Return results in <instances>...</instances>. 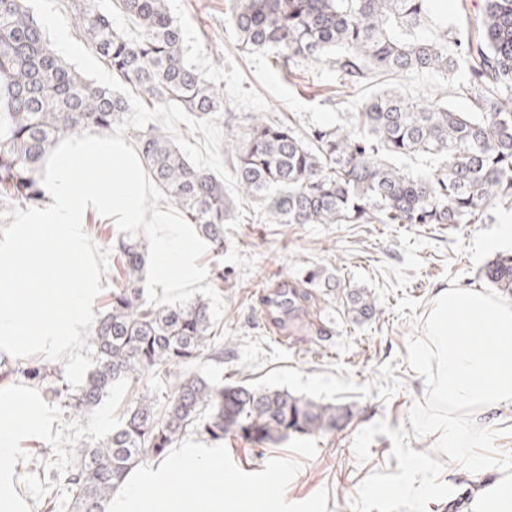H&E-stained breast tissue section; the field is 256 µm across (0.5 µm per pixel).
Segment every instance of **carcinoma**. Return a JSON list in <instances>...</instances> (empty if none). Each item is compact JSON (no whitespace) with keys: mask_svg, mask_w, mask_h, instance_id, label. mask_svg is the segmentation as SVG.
Masks as SVG:
<instances>
[{"mask_svg":"<svg viewBox=\"0 0 512 512\" xmlns=\"http://www.w3.org/2000/svg\"><path fill=\"white\" fill-rule=\"evenodd\" d=\"M77 27L111 68L150 107L180 104L199 118L224 114V92L186 59L181 26L166 0H116L138 28L128 37L97 0H73ZM460 10L469 19L461 37L433 20L430 0H230L227 23L241 49L270 55L287 74L331 56L340 94L350 100L378 77L409 73L452 75L470 102L467 112L448 101L421 99L395 86L353 103L349 128H296L290 120L248 112L226 124L224 153L241 191L261 221L275 224H484L498 208L512 210V0H480ZM129 100L80 74L51 47L25 0H0V192L35 206L43 194L34 172L63 136L101 133L123 122ZM145 171L205 239L224 253V224L234 218L224 185L198 171L157 127L131 131ZM425 155L434 167L413 176L389 163ZM122 274L88 337L93 366L72 387L54 364L23 370L46 384L74 421L97 408L119 382L133 387L149 374L224 363L210 301L160 307L147 302L139 276L142 242L118 244ZM483 277L512 295V254L489 262ZM313 271L278 311L293 325L313 308ZM344 310L362 322L376 313L371 295L344 292ZM352 411L286 390L224 385L188 374L160 400L141 394L104 439L78 450L74 463L47 464L44 502L59 490L71 512H106L113 495L140 465L162 459L188 433L212 440L235 435L279 443L336 427Z\"/></svg>","mask_w":512,"mask_h":512,"instance_id":"obj_1","label":"carcinoma"}]
</instances>
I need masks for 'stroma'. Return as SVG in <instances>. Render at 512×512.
I'll return each instance as SVG.
<instances>
[{"label": "stroma", "mask_w": 512, "mask_h": 512, "mask_svg": "<svg viewBox=\"0 0 512 512\" xmlns=\"http://www.w3.org/2000/svg\"><path fill=\"white\" fill-rule=\"evenodd\" d=\"M184 31L191 64L224 92L226 117L246 112L290 117L300 126L347 124L346 110L322 101L323 85L334 80L330 64L303 67L286 80L263 53L243 52L235 31L225 24L228 0H167ZM401 88L430 98L442 95L457 110H467L452 81L439 75L399 77ZM238 228L224 232V253H206L208 273L223 271L220 290L225 310L224 362H200L196 371L223 377L228 384L272 387L306 394L326 403L354 407L353 418L332 431L278 444H253L225 436L235 465L251 473L274 458L296 457L303 466L285 497L299 502L327 489V512H444L449 500L462 499L460 512L481 488L485 471L512 467V406L495 413L485 440L469 453L484 472L455 466L427 426L436 410L432 373L420 359L424 318L437 289L459 284L490 292L483 266L496 255L512 253V239L500 237L501 217L485 224H263L252 222L256 206ZM313 269L335 276L340 287L366 289L379 315L356 323L348 319L335 292L320 289L314 330L300 323L288 341L266 328L260 291L278 282H298ZM131 399L128 388L114 390L93 413L64 420L50 403L54 425L24 442L16 453L20 485L30 512H69L62 494L45 510L44 459L70 464L81 444L108 435ZM418 462L425 494L412 485L410 462Z\"/></svg>", "instance_id": "35a3bbf8"}]
</instances>
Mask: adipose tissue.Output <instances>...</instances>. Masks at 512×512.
<instances>
[{
    "mask_svg": "<svg viewBox=\"0 0 512 512\" xmlns=\"http://www.w3.org/2000/svg\"><path fill=\"white\" fill-rule=\"evenodd\" d=\"M421 360L435 372L434 390L451 409L489 422L512 404V301L457 286L440 289L426 314ZM51 414L33 388L0 384V512H27L20 493L15 450L40 437ZM441 447L464 469L470 432L454 418L429 421ZM471 512H512V469H497L483 482Z\"/></svg>",
    "mask_w": 512,
    "mask_h": 512,
    "instance_id": "ef3b65f1",
    "label": "adipose tissue"
}]
</instances>
